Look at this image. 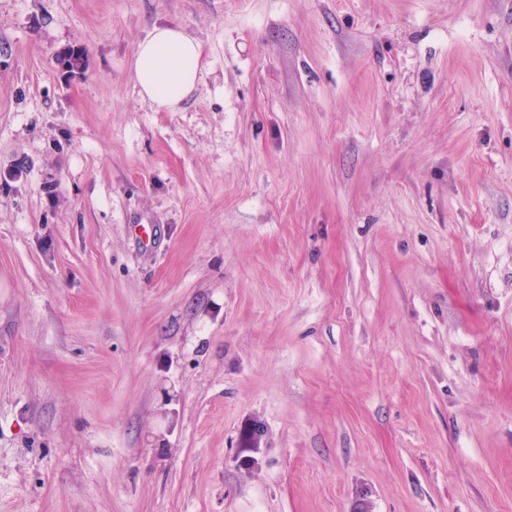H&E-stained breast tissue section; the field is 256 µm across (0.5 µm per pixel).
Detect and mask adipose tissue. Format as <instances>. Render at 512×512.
I'll use <instances>...</instances> for the list:
<instances>
[{"instance_id":"1","label":"adipose tissue","mask_w":512,"mask_h":512,"mask_svg":"<svg viewBox=\"0 0 512 512\" xmlns=\"http://www.w3.org/2000/svg\"><path fill=\"white\" fill-rule=\"evenodd\" d=\"M202 60L197 40L181 29L157 26L137 47L132 78L142 99L173 110L195 90Z\"/></svg>"}]
</instances>
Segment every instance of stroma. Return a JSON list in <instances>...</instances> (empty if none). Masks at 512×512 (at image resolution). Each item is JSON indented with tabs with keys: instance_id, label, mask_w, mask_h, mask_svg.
Segmentation results:
<instances>
[{
	"instance_id": "obj_1",
	"label": "stroma",
	"mask_w": 512,
	"mask_h": 512,
	"mask_svg": "<svg viewBox=\"0 0 512 512\" xmlns=\"http://www.w3.org/2000/svg\"><path fill=\"white\" fill-rule=\"evenodd\" d=\"M0 512H512V0H0ZM200 43L180 28L155 26L138 44L132 78L142 99L174 110L195 90L202 69Z\"/></svg>"
}]
</instances>
